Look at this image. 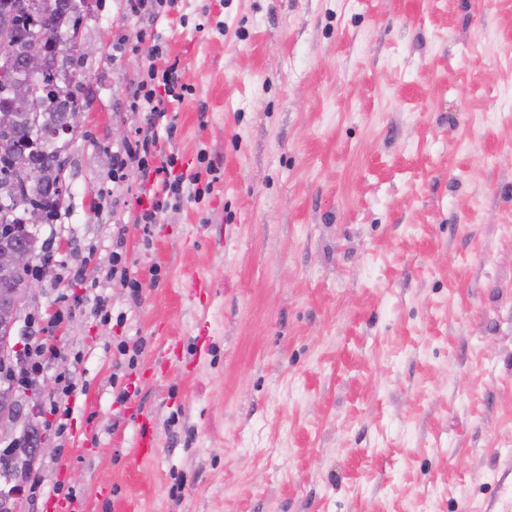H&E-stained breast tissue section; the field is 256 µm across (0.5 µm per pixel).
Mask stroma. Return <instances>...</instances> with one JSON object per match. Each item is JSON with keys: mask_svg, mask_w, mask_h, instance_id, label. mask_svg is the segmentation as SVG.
<instances>
[{"mask_svg": "<svg viewBox=\"0 0 512 512\" xmlns=\"http://www.w3.org/2000/svg\"><path fill=\"white\" fill-rule=\"evenodd\" d=\"M81 41L52 258L10 337L58 353L0 432L52 448L28 512H512V0H93ZM156 44L190 89L157 148L216 172L147 230L112 156ZM116 252L139 302L103 278ZM125 2L130 14L138 16L147 11L152 20L166 16L178 3L177 0H126ZM148 2H151L150 6Z\"/></svg>", "mask_w": 512, "mask_h": 512, "instance_id": "35a3bbf8", "label": "stroma"}]
</instances>
